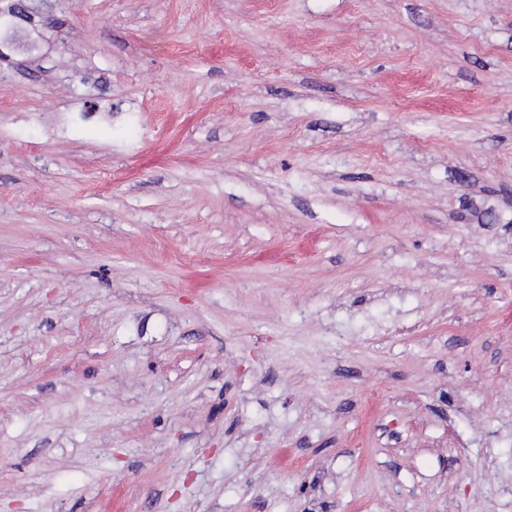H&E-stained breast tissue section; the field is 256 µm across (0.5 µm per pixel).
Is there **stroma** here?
Masks as SVG:
<instances>
[{"label": "stroma", "instance_id": "1", "mask_svg": "<svg viewBox=\"0 0 512 512\" xmlns=\"http://www.w3.org/2000/svg\"><path fill=\"white\" fill-rule=\"evenodd\" d=\"M52 4L0 512H512V0Z\"/></svg>", "mask_w": 512, "mask_h": 512}]
</instances>
